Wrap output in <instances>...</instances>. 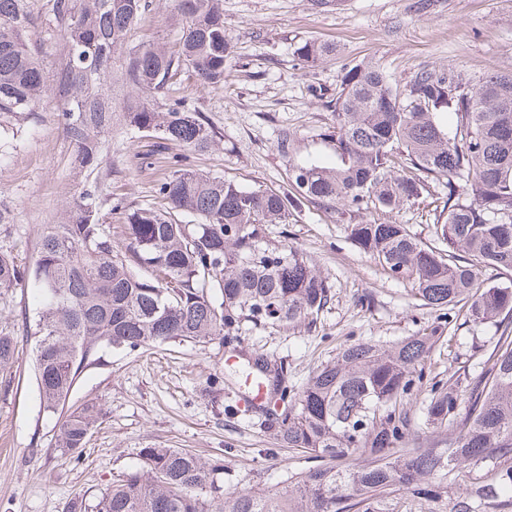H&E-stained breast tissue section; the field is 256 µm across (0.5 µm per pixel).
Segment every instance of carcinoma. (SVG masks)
Instances as JSON below:
<instances>
[{
    "mask_svg": "<svg viewBox=\"0 0 512 512\" xmlns=\"http://www.w3.org/2000/svg\"><path fill=\"white\" fill-rule=\"evenodd\" d=\"M150 0H48L45 26L64 42L62 115L80 163L91 166L112 133V54L122 49ZM182 34L173 47L144 45L124 78L135 91L127 127L192 151L217 134L182 102H168L181 73L200 85L224 84L231 39L223 0H179ZM28 0H0V112H35L49 79L32 36ZM296 52L315 63L333 52L307 40ZM333 123L307 147L288 131L291 191L244 187L208 172L178 168L158 184V205L128 214L124 241L100 223L107 198L82 185L61 223L40 227L30 272L0 251V288L28 281L39 296L36 375L46 412L64 408L91 352L102 345L135 350L175 340L240 343L246 326L271 333L312 323L332 301L333 285L310 256L269 225L287 224L307 201L349 216L350 236L388 278L408 282L432 309L468 303L472 320L499 332L474 381L431 383L420 397L424 362L444 338L438 320L390 345L358 341L295 388L264 354L245 370L264 378L276 403L269 429L288 448L321 464L275 493L244 489L203 496L224 460L179 448H143L139 465L87 506L66 512H391L406 500L424 509L465 480L448 512H512V285L478 283L493 267L512 275V72L473 84L453 68L421 69L403 84L377 66L344 68ZM435 182L448 189L436 237L424 243L397 218ZM373 208L390 214L357 221ZM17 336L0 328V371L17 357ZM421 410L423 433L414 430ZM89 400L58 421L56 448L75 456L101 415Z\"/></svg>",
    "mask_w": 512,
    "mask_h": 512,
    "instance_id": "cac0c4a2",
    "label": "carcinoma"
}]
</instances>
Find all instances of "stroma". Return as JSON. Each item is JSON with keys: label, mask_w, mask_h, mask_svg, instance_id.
I'll return each instance as SVG.
<instances>
[{"label": "stroma", "mask_w": 512, "mask_h": 512, "mask_svg": "<svg viewBox=\"0 0 512 512\" xmlns=\"http://www.w3.org/2000/svg\"><path fill=\"white\" fill-rule=\"evenodd\" d=\"M127 46L112 62V138L99 165L79 167L57 98L39 112L0 113V249L29 271L39 255L38 227L60 220L78 185L98 181L108 199L102 223L121 241L127 215L151 205L155 188L173 165L201 169L244 186L288 187L282 131L304 141L332 124L327 103L345 65L379 66L402 83L423 68H455L471 82L512 72V0H224V27L232 41L229 77L201 88L187 74L171 96L196 109L219 144L190 152L146 133H131L121 118L130 89L120 79L130 57L149 43L171 45L175 0H152ZM333 44L316 65L297 55L299 44ZM442 186L401 210L399 219L424 242L434 240ZM340 212L304 203L286 224L271 227L311 256L329 278L335 297L316 322L272 334L246 331L241 343L281 361L289 383L302 385L321 364L360 340L388 345L435 321L409 284L388 279L352 240ZM36 301L20 284L0 289V326L14 327L19 354L0 372V512H64L74 496L87 503L112 479L135 467L148 446L180 448L205 459L222 458V492L281 490L312 467L307 453L280 447L258 409L239 405L238 376L225 362L221 341L201 346L171 341L135 351L101 347L77 376L66 408L103 401L96 427L79 459L55 447L57 418L44 412L34 373ZM447 338L432 353L429 370L447 380L476 376L492 351L495 329L468 318L461 304L447 307Z\"/></svg>", "instance_id": "1"}]
</instances>
